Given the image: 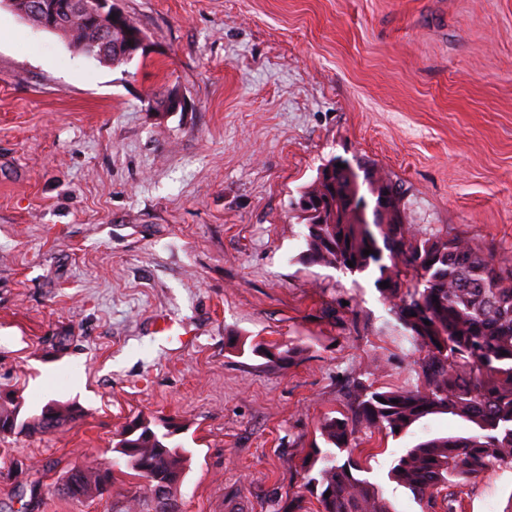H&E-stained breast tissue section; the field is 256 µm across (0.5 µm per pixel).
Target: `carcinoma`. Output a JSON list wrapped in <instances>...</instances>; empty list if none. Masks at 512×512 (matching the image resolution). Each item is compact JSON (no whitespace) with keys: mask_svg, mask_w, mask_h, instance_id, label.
I'll return each instance as SVG.
<instances>
[{"mask_svg":"<svg viewBox=\"0 0 512 512\" xmlns=\"http://www.w3.org/2000/svg\"><path fill=\"white\" fill-rule=\"evenodd\" d=\"M56 27L81 51L80 20L64 18ZM339 163L348 160L334 156L322 164L296 202L306 229L300 260L375 276L401 340L418 353L413 360L418 383L393 388L354 381L342 416L323 418L321 443L300 458L307 494L289 497L276 512H308V494L318 503L316 512H397L382 488L364 477L368 467L353 457L358 433L404 437L435 415L455 419L463 433L415 442L393 459L387 478L429 512H457V494L446 493L448 488L493 467L512 469V265L459 234L405 223L399 185L380 177L355 183ZM363 185L372 197L368 226L353 205ZM384 281L386 288L380 286ZM229 342L242 355L263 354L280 364L291 358L288 348L272 353L234 337ZM19 414L12 393L0 391V436L49 433L78 421L82 409L52 402L31 419ZM178 431L172 422L157 425L137 417L113 448L115 464L144 478L155 501L177 488L190 460L189 451L173 441ZM56 491L77 503L109 498L112 467L95 462L72 467Z\"/></svg>","mask_w":512,"mask_h":512,"instance_id":"1","label":"carcinoma"}]
</instances>
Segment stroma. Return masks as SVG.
Returning <instances> with one entry per match:
<instances>
[{"label":"stroma","mask_w":512,"mask_h":512,"mask_svg":"<svg viewBox=\"0 0 512 512\" xmlns=\"http://www.w3.org/2000/svg\"><path fill=\"white\" fill-rule=\"evenodd\" d=\"M118 6L152 52L116 67L0 0V389L24 418L83 410L0 438V512H122L126 489L154 512L124 467L111 499L53 492L111 463L137 417L180 427L183 512H275L353 380L414 381L373 276L300 262L295 200L331 156L365 162L402 184L410 223L512 261V0ZM172 86L184 109L150 111ZM231 336L292 358L238 355ZM406 444L361 440L397 512H421L387 479ZM457 493L462 512H512V470ZM0 436L22 433H49L82 417V409L75 403H48L32 419L19 418L18 403L12 393L0 391Z\"/></svg>","instance_id":"35a3bbf8"}]
</instances>
